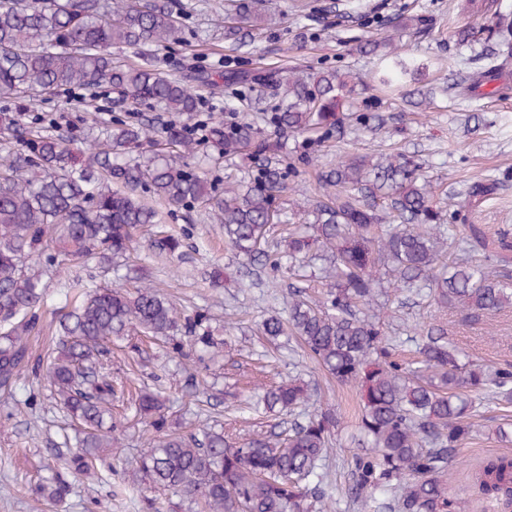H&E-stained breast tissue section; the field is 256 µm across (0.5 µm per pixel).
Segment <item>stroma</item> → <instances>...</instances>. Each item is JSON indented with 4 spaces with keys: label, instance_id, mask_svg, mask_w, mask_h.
<instances>
[{
    "label": "stroma",
    "instance_id": "1",
    "mask_svg": "<svg viewBox=\"0 0 512 512\" xmlns=\"http://www.w3.org/2000/svg\"><path fill=\"white\" fill-rule=\"evenodd\" d=\"M197 2L182 41L159 52L168 73L183 75L185 62L192 56L219 70L227 65L244 70L261 65L274 71L285 64L308 74L333 69L355 77L351 100L358 112L376 113L385 120L383 128L373 131L347 121L343 137L311 146L295 133L280 132L278 139L296 171L290 191L281 196L282 223H294L295 201L315 193L316 169L304 164L305 155L316 154L324 165L345 154L377 160L400 152L414 160L434 186V209L447 211L449 191L463 193L472 186H486L490 192L470 207L469 223L490 235L512 234V75L503 79L498 95H460L457 83L480 69L490 45L485 40L461 44L454 37L456 27H484L496 15L512 14V0H360L358 13L349 9L350 0H260L265 24L243 44L212 22L224 0ZM412 14L426 16L427 27L417 31L403 27V17ZM384 39L418 66L396 95L378 86L379 54L356 49L359 41ZM38 112L57 117L64 133H79L84 123L83 112L65 94L36 104L0 99V113L16 122H28ZM189 162L203 164L221 191L246 184L263 166L265 156L255 150L244 157H227L207 142L198 144ZM161 222L176 229L193 225L182 256L166 259L140 248L118 267L92 259L51 268L49 295L39 311L40 331L33 339L36 351L47 349L51 342L54 314L65 303L60 292L64 281L77 277L99 287L124 282L131 270L143 271L177 306L190 314L205 313L213 326L222 328L226 344L218 362L196 371L197 376L215 381L217 402H198L187 386V360L171 358L161 342L141 336L136 339L142 349L137 364L113 349V376L161 384L170 397L166 413L170 429L189 432L211 417L223 422L225 434L238 439L252 437L268 425L266 418L245 411L259 388L289 378L314 380V403L335 406L342 421L325 458L335 512H360L348 494L353 459L366 449L359 428L358 390L336 382L302 358L293 344L269 362L260 360L271 345L258 325L268 312L287 307L290 286L301 287L316 299L325 293L318 261L292 273L280 272L272 283L255 285L248 266L225 246L222 228L211 223L203 207L162 208ZM381 301L383 328L393 338L400 360H414L422 334L440 325L464 354L489 365L512 364V308L473 322L456 309L438 308L426 295L389 285ZM112 417L120 426L112 435L111 448L105 449L90 475L75 482L65 503L51 509L32 497L29 485L46 476V463L65 453L64 437L70 429L44 377L23 379L14 398L0 396V486L10 489L8 496H0V512H141L131 463L149 447L153 434L121 403H114ZM507 419L512 420V405L482 401L473 419V436L446 472L450 492L466 490L470 512H512V507L489 502L471 488L467 472L487 458L512 456V444L499 442L494 434L495 427ZM118 484L123 487L119 494L114 491Z\"/></svg>",
    "mask_w": 512,
    "mask_h": 512
}]
</instances>
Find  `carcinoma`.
<instances>
[{
	"mask_svg": "<svg viewBox=\"0 0 512 512\" xmlns=\"http://www.w3.org/2000/svg\"><path fill=\"white\" fill-rule=\"evenodd\" d=\"M194 4L187 0H0V97L50 100L76 97L87 113L88 136L80 147L57 130L50 115L17 124L0 160V392L12 397L27 371L45 370L56 404L82 428L79 451L54 458L50 478L31 487L37 498L56 506L71 481L90 471L99 450L112 447V400L124 388L112 379L111 346L133 334L168 341L171 352L205 364L224 340L213 334L202 313H185L152 284L86 289L65 284L81 299L61 314L56 345L32 360L30 336L37 311L48 296L40 259L81 262L101 257L116 263L135 250L141 228L158 222L144 189L161 206L200 204L223 226L224 242L250 265L277 273L282 256L269 249L271 225L279 222L278 200L288 189L279 154V131L310 140L341 134L348 82L325 70L292 75L283 82L288 106L266 116L265 134L248 121L230 130L215 124L208 135L224 156L253 144L266 163L242 189L218 193L205 174L185 160L193 139L185 128L165 129V143L138 123L111 120L100 128L104 92L115 91L137 110L158 104L192 120L206 100L186 81L164 72L158 50L179 41ZM261 17L246 0H224L230 34L258 28ZM486 31L498 58H512V18L500 15ZM133 58L116 62L112 46ZM381 84L402 87L411 63L383 58ZM499 64L491 61L462 87L467 94L490 87L499 92ZM190 78L210 94L226 86L252 91L269 82L262 71L194 67ZM320 193L298 205L307 220L288 233V258L311 253L328 263L329 290L316 301L291 291L286 316L262 321L271 341L294 336L305 354L329 375L356 387L361 399V433L369 440L353 463L352 494L362 512H467L468 500L449 493L443 481L448 463L473 432V396L488 393L512 403V365L464 362L442 330L421 338L419 359L403 365L392 359V338L375 321L380 268L393 287L426 288L436 304L461 309L473 318L512 307V275L503 253L512 238L488 240L481 227L467 225L471 246L484 260L474 263L466 248L447 257L450 230L465 223L461 209L448 210V225L437 223L432 186L406 157L372 162L366 156L339 160L317 175ZM388 201L400 223L383 224L377 200ZM186 232H161L148 246L160 257L184 247ZM309 385L290 380L264 389L261 405L280 417L307 405ZM133 409L156 436L136 461L146 485L145 512H162L167 491L204 505L205 512H331L333 494L321 471L341 420L332 405L319 406L307 420L287 430L276 422L243 442L205 422L189 434L167 429L165 403L143 387L132 394ZM487 499L512 502V456L488 460L474 476Z\"/></svg>",
	"mask_w": 512,
	"mask_h": 512,
	"instance_id": "cac0c4a2",
	"label": "carcinoma"
}]
</instances>
